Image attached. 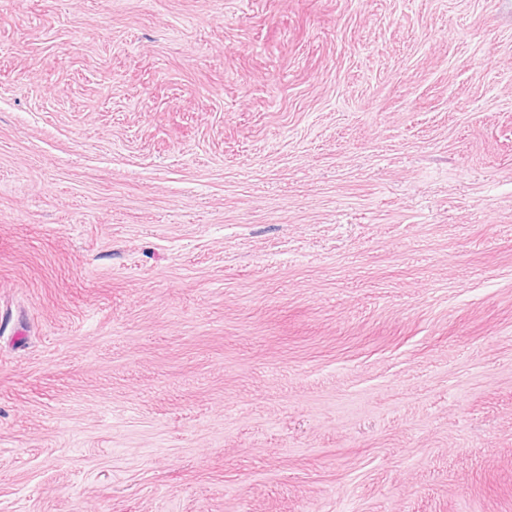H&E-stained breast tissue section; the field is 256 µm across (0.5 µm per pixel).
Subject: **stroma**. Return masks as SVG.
Wrapping results in <instances>:
<instances>
[{
  "mask_svg": "<svg viewBox=\"0 0 512 512\" xmlns=\"http://www.w3.org/2000/svg\"><path fill=\"white\" fill-rule=\"evenodd\" d=\"M0 512H512V0H0Z\"/></svg>",
  "mask_w": 512,
  "mask_h": 512,
  "instance_id": "35a3bbf8",
  "label": "stroma"
}]
</instances>
